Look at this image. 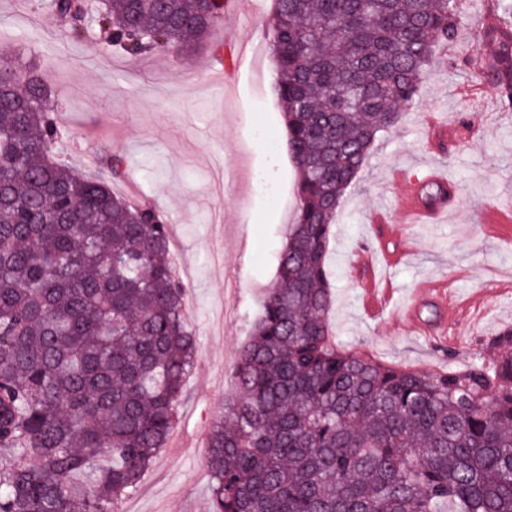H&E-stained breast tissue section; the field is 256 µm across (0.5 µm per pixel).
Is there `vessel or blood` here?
<instances>
[{
	"instance_id": "vessel-or-blood-1",
	"label": "vessel or blood",
	"mask_w": 512,
	"mask_h": 512,
	"mask_svg": "<svg viewBox=\"0 0 512 512\" xmlns=\"http://www.w3.org/2000/svg\"><path fill=\"white\" fill-rule=\"evenodd\" d=\"M409 191L402 198L400 208L404 214L411 217L415 223L422 221L436 222L444 217L456 203V194L444 175L431 168L418 170L407 177ZM434 188L437 195L434 201H426L423 192L426 188ZM377 241L383 251L387 263L394 264L406 256L410 249L408 240H391L386 230H379ZM358 272V280L366 290L367 308L371 312L382 309L383 303L378 298L373 287L372 250L364 248L356 252L352 262ZM435 303L440 311L438 320L431 324L420 321L418 313L422 303ZM404 316L408 322L417 326L426 335L437 331L457 327L462 319V313L457 305L449 302L448 289L445 283L432 282L423 285L415 292L413 299L404 308Z\"/></svg>"
}]
</instances>
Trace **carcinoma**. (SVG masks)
<instances>
[{
  "label": "carcinoma",
  "mask_w": 512,
  "mask_h": 512,
  "mask_svg": "<svg viewBox=\"0 0 512 512\" xmlns=\"http://www.w3.org/2000/svg\"><path fill=\"white\" fill-rule=\"evenodd\" d=\"M224 0H45L132 55L178 52ZM459 0H275L268 31L294 221L239 396L209 431L212 512H512V352L421 373L336 342L327 255L378 134L416 102ZM512 95V39L489 34ZM58 105L0 52V512H117L180 419L195 337L169 224L59 163ZM122 180L125 159L106 161Z\"/></svg>",
  "instance_id": "obj_1"
}]
</instances>
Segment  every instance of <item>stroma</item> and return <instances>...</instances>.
<instances>
[{"label":"stroma","mask_w":512,"mask_h":512,"mask_svg":"<svg viewBox=\"0 0 512 512\" xmlns=\"http://www.w3.org/2000/svg\"><path fill=\"white\" fill-rule=\"evenodd\" d=\"M273 0L261 13L225 16L202 42L180 55L136 58L100 42L67 38L37 10V0H0V40L21 68H35L55 96L69 144L61 163L82 171L124 155L128 173L115 194L137 190L171 217L173 259L184 270L195 364L182 393L181 446L161 448L123 512H209L208 431L228 396L224 368L234 365L257 320L261 295L275 277L296 203L297 170L283 132L267 32ZM512 27V0H467L452 53L435 51L416 103L401 125L381 134L347 192L330 242L334 283L330 321L338 342L374 359L420 372L462 370L489 358L512 329V295L493 299L479 332L424 336L401 315L422 280H443L453 302L475 316L490 283L512 277V230L488 237L481 225L512 220V103L500 98L485 62L489 18ZM225 44L223 58L213 48ZM230 69L223 92L206 74ZM460 126L459 138L433 144L428 113ZM446 173L458 206L443 224L399 217L407 192L403 167ZM393 213V237H412L415 252L384 271L390 302L366 315L364 292L347 261L376 243L373 216Z\"/></svg>","instance_id":"stroma-1"}]
</instances>
